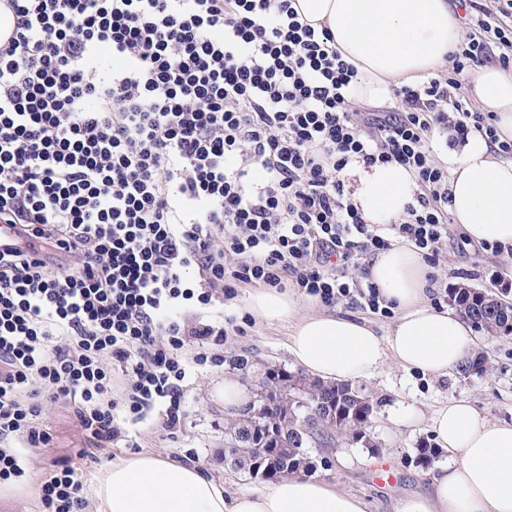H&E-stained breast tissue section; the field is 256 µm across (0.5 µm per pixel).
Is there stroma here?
Masks as SVG:
<instances>
[{"label":"stroma","instance_id":"35a3bbf8","mask_svg":"<svg viewBox=\"0 0 512 512\" xmlns=\"http://www.w3.org/2000/svg\"><path fill=\"white\" fill-rule=\"evenodd\" d=\"M433 274L451 288L466 286L495 293L501 284H512V255L485 251L454 228L442 245ZM248 294V288L238 289L235 299L224 307L229 323L219 349L220 363L186 378L181 426L171 432L141 424L130 427V442L114 444L111 453L89 464V477H96L113 459L139 451L176 461L193 459L223 480L225 490L232 494L261 488V481L244 477L224 460L226 427L233 416L224 410L221 389L225 378L234 377L254 395L264 372L284 369L295 373L299 367L288 352L290 322L258 317L242 321ZM475 339L491 366L487 374L438 380L389 361L373 377L359 381L373 408L366 428L368 439L362 442L341 435L324 448L310 445L309 453L319 463L317 477L362 498L368 512H395L399 499L423 493L429 485L430 468L421 463L419 450L433 444L429 419L449 399H467L487 419L511 423L512 340L483 332L476 333ZM44 423L50 444L17 491L0 496V512H40L35 493L38 482L54 462L75 458L82 446L77 420L67 406H49Z\"/></svg>","mask_w":512,"mask_h":512}]
</instances>
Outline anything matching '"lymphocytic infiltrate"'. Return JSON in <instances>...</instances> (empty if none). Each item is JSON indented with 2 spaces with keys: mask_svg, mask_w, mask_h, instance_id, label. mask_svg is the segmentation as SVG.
<instances>
[{
  "mask_svg": "<svg viewBox=\"0 0 512 512\" xmlns=\"http://www.w3.org/2000/svg\"><path fill=\"white\" fill-rule=\"evenodd\" d=\"M295 0H7L0 42V482L49 434L44 404L80 426L78 463L38 488L42 512H86L81 460L121 425L180 426L192 366L219 362L236 288H294L381 316L368 264L401 242L439 261L452 195L436 134L478 132L512 158L466 85L512 68V0L479 9L444 66L354 97L357 69ZM396 164L418 191L371 223L340 177Z\"/></svg>",
  "mask_w": 512,
  "mask_h": 512,
  "instance_id": "obj_1",
  "label": "lymphocytic infiltrate"
}]
</instances>
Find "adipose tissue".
Masks as SVG:
<instances>
[{"mask_svg": "<svg viewBox=\"0 0 512 512\" xmlns=\"http://www.w3.org/2000/svg\"><path fill=\"white\" fill-rule=\"evenodd\" d=\"M310 22L325 25L343 59L358 69L357 98L384 102L393 85L434 73L461 37L448 0H298ZM481 108L499 134L512 139V70L481 67L472 81ZM451 213L476 243L512 244V159L496 156L471 134L448 155ZM413 181L402 167L372 168L361 180L359 203L374 222L400 217ZM431 269L414 248L395 244L380 253L369 277L398 312L388 337L352 317L326 312L299 316L292 295L259 289L248 298L257 317L294 320L289 352L309 376L353 382L394 361L409 372L451 377L474 348L459 316L425 304ZM448 463L434 472L428 495L400 501L396 512H512V423L485 418L470 402L452 399L430 418ZM94 512H366L359 498L307 473H292L237 495L198 463L150 453L120 458L97 477Z\"/></svg>", "mask_w": 512, "mask_h": 512, "instance_id": "obj_1", "label": "adipose tissue"}]
</instances>
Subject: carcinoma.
Instances as JSON below:
<instances>
[{
  "instance_id": "1",
  "label": "carcinoma",
  "mask_w": 512,
  "mask_h": 512,
  "mask_svg": "<svg viewBox=\"0 0 512 512\" xmlns=\"http://www.w3.org/2000/svg\"><path fill=\"white\" fill-rule=\"evenodd\" d=\"M451 305L459 317L474 329L498 336L512 335V311L501 306L491 294L477 288H454L449 294ZM312 407L300 408L293 396L296 388L265 377L259 382L260 392L268 394L269 403L259 398L243 408L240 418L230 423L228 433L243 446L269 448L280 470L286 474L317 470L316 460L307 449L297 444L290 431L289 416L308 414L311 439L329 443L343 433L355 438L370 418L372 406L360 401L358 387L349 383L327 382L306 378ZM336 404V421H318L313 406L319 402Z\"/></svg>"
}]
</instances>
